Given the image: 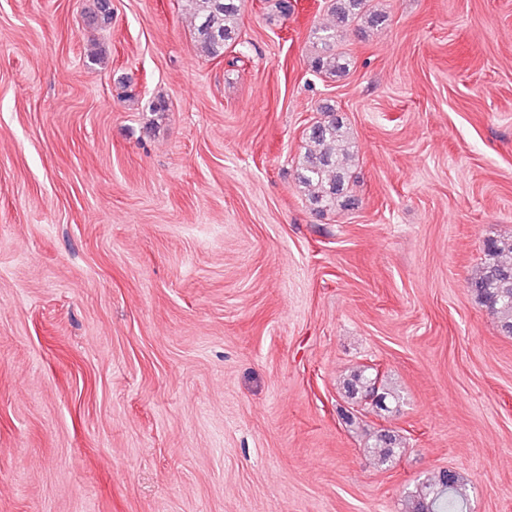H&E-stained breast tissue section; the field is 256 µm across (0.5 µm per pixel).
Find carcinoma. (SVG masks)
<instances>
[{
	"label": "carcinoma",
	"mask_w": 512,
	"mask_h": 512,
	"mask_svg": "<svg viewBox=\"0 0 512 512\" xmlns=\"http://www.w3.org/2000/svg\"><path fill=\"white\" fill-rule=\"evenodd\" d=\"M192 12L198 53L208 59L224 56L239 45L240 16L244 0H187ZM333 17L329 26L310 34V67L317 74L337 77L347 72L351 59L341 48L343 33L353 25L377 26L383 16L373 10L371 0H328ZM319 120L305 133L306 147L299 156L295 176L310 205L319 214L348 209L355 198L347 192L346 149L348 131L332 104L319 106ZM485 261L468 281V287L500 327L512 335V239L489 237L484 242ZM345 395L357 411L383 408L396 402V396L381 383L379 372L364 366L345 384ZM401 439L388 429L373 435L372 448L377 462L384 465L398 454ZM469 499L458 474L450 481L444 472L432 474L408 492L404 512H469Z\"/></svg>",
	"instance_id": "carcinoma-1"
}]
</instances>
